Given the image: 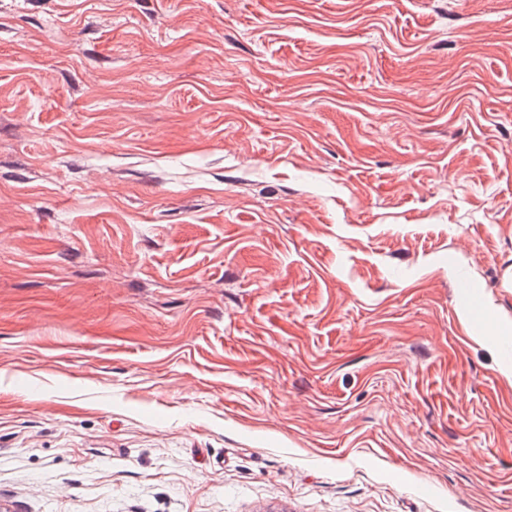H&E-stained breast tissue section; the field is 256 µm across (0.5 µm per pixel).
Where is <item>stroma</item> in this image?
Returning <instances> with one entry per match:
<instances>
[{
	"instance_id": "35a3bbf8",
	"label": "stroma",
	"mask_w": 512,
	"mask_h": 512,
	"mask_svg": "<svg viewBox=\"0 0 512 512\" xmlns=\"http://www.w3.org/2000/svg\"><path fill=\"white\" fill-rule=\"evenodd\" d=\"M511 267L512 0H0V512H512Z\"/></svg>"
}]
</instances>
